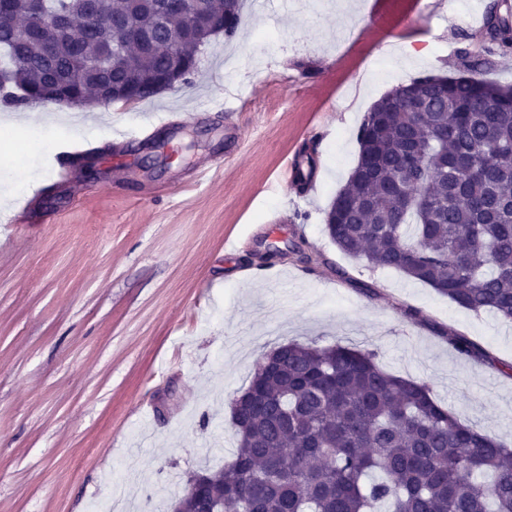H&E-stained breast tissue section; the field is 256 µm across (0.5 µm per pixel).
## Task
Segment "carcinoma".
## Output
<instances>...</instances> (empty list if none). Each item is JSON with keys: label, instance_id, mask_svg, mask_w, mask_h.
<instances>
[{"label": "carcinoma", "instance_id": "cac0c4a2", "mask_svg": "<svg viewBox=\"0 0 512 512\" xmlns=\"http://www.w3.org/2000/svg\"><path fill=\"white\" fill-rule=\"evenodd\" d=\"M98 4L94 24L74 43L97 64L84 69L88 92L131 84L147 100L153 80L171 65L170 43L196 55L210 39L188 17L160 24L147 0H46V11L81 13ZM243 0H220L224 37L235 36ZM151 34L155 47L109 56L124 37L122 20ZM28 21L16 0L12 24L0 25V64H16L19 86L68 74L81 60L68 46L52 58L18 41ZM484 58L461 52L458 76L428 74L384 94L358 128V161L325 212V230L345 255L392 269L475 314L512 320V84L484 79L489 57L512 50V17L484 25ZM417 93L424 110H405ZM421 125L415 163L404 144ZM462 155L493 177L456 182L440 176V155ZM418 189L420 204L395 190ZM449 343L462 356L487 353L464 336ZM374 350L339 342H291L273 349L246 388L262 395L254 414L231 406L238 448L232 463L207 470L204 494L216 512H512V449L468 425L435 400L430 388L383 370Z\"/></svg>", "mask_w": 512, "mask_h": 512}]
</instances>
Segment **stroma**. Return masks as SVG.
Masks as SVG:
<instances>
[{
    "instance_id": "1",
    "label": "stroma",
    "mask_w": 512,
    "mask_h": 512,
    "mask_svg": "<svg viewBox=\"0 0 512 512\" xmlns=\"http://www.w3.org/2000/svg\"><path fill=\"white\" fill-rule=\"evenodd\" d=\"M408 15L378 42L356 0H245L232 39L216 38L188 83L103 107L0 101V512H172L187 478L230 463V403L259 362L290 341L377 353L426 383L449 411L512 447V323L338 251L324 212L355 166L370 106L395 86L453 74L482 53L496 0H387ZM163 112L156 141L174 160L139 164L114 139ZM88 140L97 178L48 159ZM126 156L117 166L114 155ZM313 155L315 187L280 178ZM215 166L193 186L197 168ZM28 204V228L5 220ZM282 252L265 265L259 252ZM308 254L310 263L300 260ZM454 333L493 363L459 355Z\"/></svg>"
}]
</instances>
